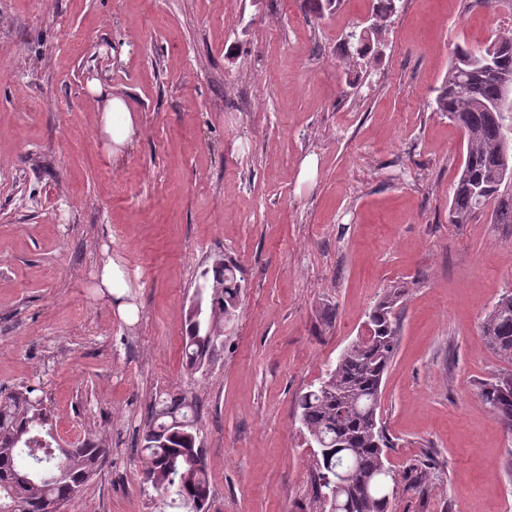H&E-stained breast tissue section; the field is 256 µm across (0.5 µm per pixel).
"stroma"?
Returning <instances> with one entry per match:
<instances>
[{"label": "stroma", "mask_w": 512, "mask_h": 512, "mask_svg": "<svg viewBox=\"0 0 512 512\" xmlns=\"http://www.w3.org/2000/svg\"><path fill=\"white\" fill-rule=\"evenodd\" d=\"M371 10L0 0V390L41 384L59 443L94 433L112 450L64 512H172L141 482L158 392L197 402L210 512H313L295 400L397 283L388 460L435 466L390 512H512V435L477 397L501 368L478 326L512 289V224L490 206L449 223L463 137L434 110L457 46L512 33V0H399L383 43L345 60ZM112 93L137 126L118 153ZM220 255L242 270L241 305L193 378L185 312ZM110 261L123 306L100 283Z\"/></svg>", "instance_id": "obj_1"}]
</instances>
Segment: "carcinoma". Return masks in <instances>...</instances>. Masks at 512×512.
<instances>
[{
    "label": "carcinoma",
    "mask_w": 512,
    "mask_h": 512,
    "mask_svg": "<svg viewBox=\"0 0 512 512\" xmlns=\"http://www.w3.org/2000/svg\"><path fill=\"white\" fill-rule=\"evenodd\" d=\"M346 52L363 57L369 42L352 37ZM512 78V35H499L482 47H460L437 89L435 111L442 112L462 131L464 163L454 183L449 223L468 224L474 215L500 197V187L512 179V124L499 106V76ZM238 266L222 256L202 270L205 286L202 313L186 312L185 367L204 373L211 360L224 352V333L233 324L242 290ZM406 287L385 291L368 312L370 336L356 340L330 366L318 385L297 399L300 428L318 446L316 512H330L336 499L340 512H389L390 500L401 484H418L426 471L412 467L399 475L386 465L392 443L380 426L382 383L395 357L399 333L396 308ZM484 345L503 363V369L479 387L478 398L495 420L512 431V391L500 379L512 376V290L505 291L480 324ZM34 387L0 392V505L16 512H46L51 503L65 505L82 489L110 448L98 435L63 447L53 433L50 412ZM196 402L166 392L154 400L141 437L143 484L169 499L173 508L195 505L208 512L211 482L195 413ZM344 475L366 487L352 500L336 486Z\"/></svg>",
    "instance_id": "cac0c4a2"
}]
</instances>
